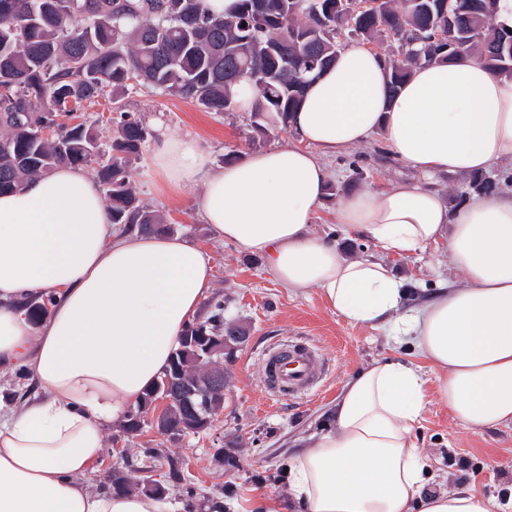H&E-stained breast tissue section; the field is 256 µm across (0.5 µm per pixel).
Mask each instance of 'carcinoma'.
<instances>
[{"label":"carcinoma","instance_id":"carcinoma-1","mask_svg":"<svg viewBox=\"0 0 512 512\" xmlns=\"http://www.w3.org/2000/svg\"><path fill=\"white\" fill-rule=\"evenodd\" d=\"M343 0H240L237 15L207 13L203 0H0V193L19 189L25 179L59 165L83 166L94 160L99 144L92 125H73L65 103L79 105L112 92V155L98 179L105 189L112 223L130 232L172 230L163 217L145 207L133 190L132 161L152 131L124 109L123 95L137 85L152 86L224 112L236 102L235 88L255 90L253 132L288 126V114L300 105L306 86L336 61L339 36L353 32L368 44L394 39L399 57L388 54L389 90L396 92L421 65L457 57L454 45L479 53L494 72L512 75V25L497 22L500 0H373L350 27ZM448 33V44L412 30ZM52 129V137L40 129ZM475 193L493 194L499 181L486 176L468 184ZM53 297L27 303L35 322L48 314ZM209 316L190 323L166 373L129 411L128 434L140 432L152 396L167 399L157 431L171 438L207 431L224 410V388L210 389L207 345L237 328L224 320V301L208 304ZM157 455L149 452L139 477L112 474L114 493L140 492L164 497V484H179L185 512H195V489L183 463L166 458L165 482L153 478Z\"/></svg>","mask_w":512,"mask_h":512}]
</instances>
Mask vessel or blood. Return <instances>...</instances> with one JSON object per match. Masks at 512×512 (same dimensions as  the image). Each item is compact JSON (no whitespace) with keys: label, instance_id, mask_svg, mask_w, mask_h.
Listing matches in <instances>:
<instances>
[{"label":"vessel or blood","instance_id":"vessel-or-blood-1","mask_svg":"<svg viewBox=\"0 0 512 512\" xmlns=\"http://www.w3.org/2000/svg\"><path fill=\"white\" fill-rule=\"evenodd\" d=\"M262 370L269 392L307 396L321 387L325 359L310 344L281 341L267 349L262 359Z\"/></svg>","mask_w":512,"mask_h":512}]
</instances>
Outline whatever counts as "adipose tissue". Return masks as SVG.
I'll use <instances>...</instances> for the list:
<instances>
[{"label": "adipose tissue", "instance_id": "obj_1", "mask_svg": "<svg viewBox=\"0 0 512 512\" xmlns=\"http://www.w3.org/2000/svg\"><path fill=\"white\" fill-rule=\"evenodd\" d=\"M288 126L297 145L218 170L195 139L163 133L150 164L161 189L197 187L194 208L213 238L262 257L284 287L319 288L351 323L392 325L426 361L378 362L347 383L333 429L289 465V501L309 512H501L476 486L421 497L428 469L412 431L430 381L473 430L512 425V193L453 206L406 182L342 197L335 224L384 250L446 240L464 278L412 315L400 311L407 290L389 266L346 258L311 226L327 158L376 134L424 174L512 160V77L467 51L416 67L392 95L380 56L352 45L308 86ZM212 278L203 246L113 223L81 169L61 165L0 195V365L23 366L43 392L18 409L0 404V512H166L157 497L93 492L77 477L101 457L105 428L162 376ZM41 293L54 303L37 325L20 302Z\"/></svg>", "mask_w": 512, "mask_h": 512}]
</instances>
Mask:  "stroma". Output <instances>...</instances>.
<instances>
[{"label": "stroma", "mask_w": 512, "mask_h": 512, "mask_svg": "<svg viewBox=\"0 0 512 512\" xmlns=\"http://www.w3.org/2000/svg\"><path fill=\"white\" fill-rule=\"evenodd\" d=\"M153 132H172L194 138L208 152L214 168L230 156L294 145L290 130L274 127L260 142H251L250 111L234 108L209 112L197 104L152 87H139L124 98ZM151 147H144L133 163V183L141 204L156 211L175 233L206 246L213 256L211 297L224 301L227 318L244 322L247 339L226 362L230 384L224 410L203 434L172 440L151 426L129 437L120 425L104 431L102 456L93 472L80 480L92 491L109 490L113 471L134 473L145 449L179 457L200 493L198 502L223 501L224 512H259L268 499L288 495V465L310 446L313 435L327 431L331 414L347 381L377 362L415 359L407 339L387 326L349 323L334 312L314 287L292 290L268 273L265 263L232 243L214 240L193 208L195 189H159L150 165ZM331 183L343 190L370 186L388 189L401 182H417L449 203L460 201L467 176L437 173L424 176L391 155L379 137L329 159ZM335 201H327L312 226L314 234L349 244L354 257L385 262L409 288L404 312L424 306L440 288L462 278L452 264L446 243L424 252L399 255L381 250L361 238H347L335 224ZM315 345L326 360L320 390L312 396L290 398L268 393L262 381L260 358L273 343L286 339ZM413 439L430 468L422 495H436L475 485L498 500L512 495V428L489 427L473 432L457 421L440 399L435 383L427 385V405L415 424ZM231 451L238 463L221 467L213 459L216 448Z\"/></svg>", "instance_id": "obj_1"}]
</instances>
